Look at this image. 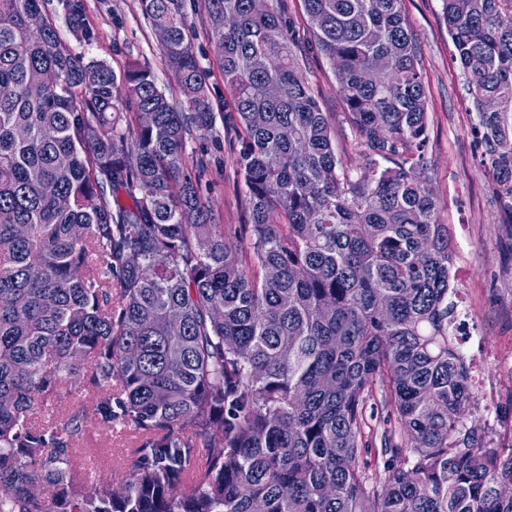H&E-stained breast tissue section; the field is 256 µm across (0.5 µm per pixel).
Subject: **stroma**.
Returning <instances> with one entry per match:
<instances>
[{
    "label": "stroma",
    "mask_w": 512,
    "mask_h": 512,
    "mask_svg": "<svg viewBox=\"0 0 512 512\" xmlns=\"http://www.w3.org/2000/svg\"><path fill=\"white\" fill-rule=\"evenodd\" d=\"M84 24L91 42L77 40L59 5L45 0L62 45L91 59L105 61L115 72L133 62L149 66L168 99L181 103L174 76L160 59L158 39L141 10L140 0H84ZM192 47L208 73L216 112H223L222 59L208 37L204 0H186ZM403 10L420 51L428 92V146L431 185L439 200V219L452 233L460 307L469 316L473 353L483 368L474 372L477 392L496 398L500 416L492 425L497 437L512 432V250L498 223V207L488 190V177L474 157L470 131L471 104L463 72L443 18L442 0H403ZM302 69L324 111L336 126V153L359 174L365 161L354 136L341 119L338 82L325 57L307 54ZM238 145L233 127L216 124L212 134L188 135L186 166L202 199L218 208L229 242L245 244L246 188L234 156ZM138 444L126 432L104 424H89L79 443L80 454H93L100 473L138 456Z\"/></svg>",
    "instance_id": "1"
}]
</instances>
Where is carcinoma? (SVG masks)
Segmentation results:
<instances>
[{"instance_id": "1", "label": "carcinoma", "mask_w": 512, "mask_h": 512, "mask_svg": "<svg viewBox=\"0 0 512 512\" xmlns=\"http://www.w3.org/2000/svg\"><path fill=\"white\" fill-rule=\"evenodd\" d=\"M302 2L301 32L251 0L205 4L239 128L242 250L185 173L186 135L217 119L185 0H140L180 108L148 66L119 79L49 20L33 35L43 0H0V512H512V444L468 421L454 249L403 0ZM456 2L444 20L512 242V0ZM60 5L90 40L83 0ZM314 51L336 74L358 176L303 73ZM74 377L92 408L36 422ZM377 390L412 437L384 443L374 478L363 424ZM93 420L139 441L118 481L82 475Z\"/></svg>"}]
</instances>
